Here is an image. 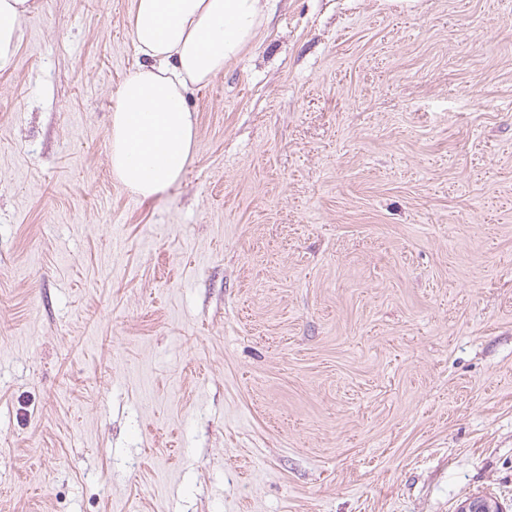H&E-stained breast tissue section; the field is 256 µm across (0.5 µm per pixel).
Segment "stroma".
<instances>
[{
	"label": "stroma",
	"instance_id": "1",
	"mask_svg": "<svg viewBox=\"0 0 512 512\" xmlns=\"http://www.w3.org/2000/svg\"><path fill=\"white\" fill-rule=\"evenodd\" d=\"M131 4L0 71V512H512V0H276L150 199Z\"/></svg>",
	"mask_w": 512,
	"mask_h": 512
}]
</instances>
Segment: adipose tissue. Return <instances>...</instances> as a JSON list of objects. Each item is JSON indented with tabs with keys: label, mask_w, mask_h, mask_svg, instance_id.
Returning a JSON list of instances; mask_svg holds the SVG:
<instances>
[{
	"label": "adipose tissue",
	"mask_w": 512,
	"mask_h": 512,
	"mask_svg": "<svg viewBox=\"0 0 512 512\" xmlns=\"http://www.w3.org/2000/svg\"><path fill=\"white\" fill-rule=\"evenodd\" d=\"M35 0H0V70L11 66ZM264 0H133L138 55L110 109L113 177L149 198L178 182L197 129L189 91L207 85L250 47L267 22Z\"/></svg>",
	"instance_id": "1"
}]
</instances>
